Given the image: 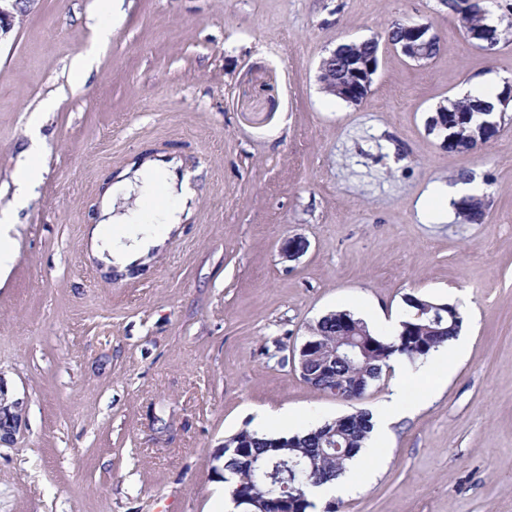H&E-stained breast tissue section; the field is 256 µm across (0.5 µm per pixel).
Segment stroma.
Listing matches in <instances>:
<instances>
[{
    "label": "stroma",
    "instance_id": "1",
    "mask_svg": "<svg viewBox=\"0 0 512 512\" xmlns=\"http://www.w3.org/2000/svg\"><path fill=\"white\" fill-rule=\"evenodd\" d=\"M95 0H37L0 42V209L14 260L0 284V377L26 406L0 447V512H209L225 438L275 414L299 431L352 406L290 363L311 326L347 310L390 340L406 295L462 312L447 362L390 369L359 400L380 411L402 380L431 390L397 416L340 512H512V110L473 151L427 118L463 84L512 86L506 38L468 41L439 0H124L87 80ZM427 23L419 64L387 40ZM378 43L368 97L325 94L323 58ZM41 179L13 209L31 135ZM196 175L191 217L150 261L109 277L89 253L104 182L145 156ZM475 180L482 223L458 216ZM292 237L299 258L280 254Z\"/></svg>",
    "mask_w": 512,
    "mask_h": 512
}]
</instances>
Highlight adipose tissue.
<instances>
[{"label": "adipose tissue", "mask_w": 512, "mask_h": 512, "mask_svg": "<svg viewBox=\"0 0 512 512\" xmlns=\"http://www.w3.org/2000/svg\"><path fill=\"white\" fill-rule=\"evenodd\" d=\"M176 160L150 159L134 163L105 191L96 223L87 225L92 257L105 270L118 274L144 262L152 251L181 228L182 215L194 195L189 175L180 173ZM164 192L166 203L147 215L141 209L118 210L120 200L137 195L147 200Z\"/></svg>", "instance_id": "1"}]
</instances>
